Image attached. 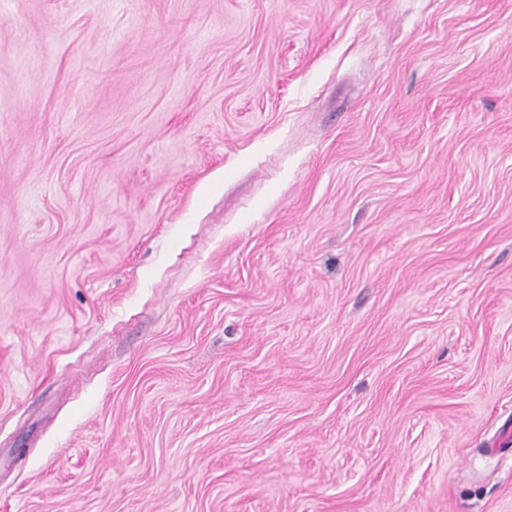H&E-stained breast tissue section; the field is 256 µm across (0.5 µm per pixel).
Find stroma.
Returning <instances> with one entry per match:
<instances>
[{
    "label": "stroma",
    "mask_w": 512,
    "mask_h": 512,
    "mask_svg": "<svg viewBox=\"0 0 512 512\" xmlns=\"http://www.w3.org/2000/svg\"><path fill=\"white\" fill-rule=\"evenodd\" d=\"M512 0H0V512H512Z\"/></svg>",
    "instance_id": "obj_1"
}]
</instances>
